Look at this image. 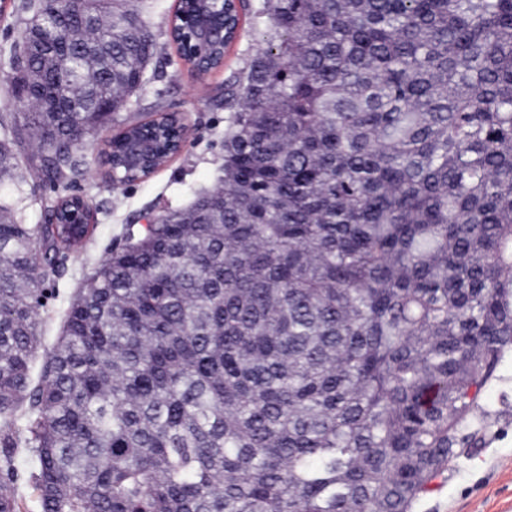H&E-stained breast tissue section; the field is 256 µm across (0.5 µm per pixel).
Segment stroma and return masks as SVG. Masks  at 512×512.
Wrapping results in <instances>:
<instances>
[{"mask_svg": "<svg viewBox=\"0 0 512 512\" xmlns=\"http://www.w3.org/2000/svg\"><path fill=\"white\" fill-rule=\"evenodd\" d=\"M144 5L159 49L147 67L149 83L118 112L112 127L147 121L163 111L177 112L191 128L185 150L150 178L121 189L112 188L102 169L92 164L75 183H47L37 190L23 181L0 186L1 199L21 200L27 224L44 223L48 207L62 194H81L96 209L94 233L85 252L69 256L44 282L46 298L39 321L45 350L59 335L72 296L85 287L126 225L144 227L169 208L189 205L198 191L223 178L224 130L231 115L224 88L245 70L267 30V19L260 13L262 0H243L240 35L228 46L223 67L201 78L184 64L165 33L174 0H144ZM478 405L490 413L478 444L457 448L447 469L415 502L413 512H512V356L498 366Z\"/></svg>", "mask_w": 512, "mask_h": 512, "instance_id": "1", "label": "stroma"}]
</instances>
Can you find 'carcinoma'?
I'll return each mask as SVG.
<instances>
[{
  "mask_svg": "<svg viewBox=\"0 0 512 512\" xmlns=\"http://www.w3.org/2000/svg\"><path fill=\"white\" fill-rule=\"evenodd\" d=\"M224 179L128 228L38 378V307L82 252L80 197L0 202V512L19 453L41 512H412L512 351V0H264ZM171 23L188 64H224ZM44 74L0 119V184L83 174L143 86L140 6L45 0ZM151 129L162 148L171 129Z\"/></svg>",
  "mask_w": 512,
  "mask_h": 512,
  "instance_id": "obj_1",
  "label": "carcinoma"
}]
</instances>
